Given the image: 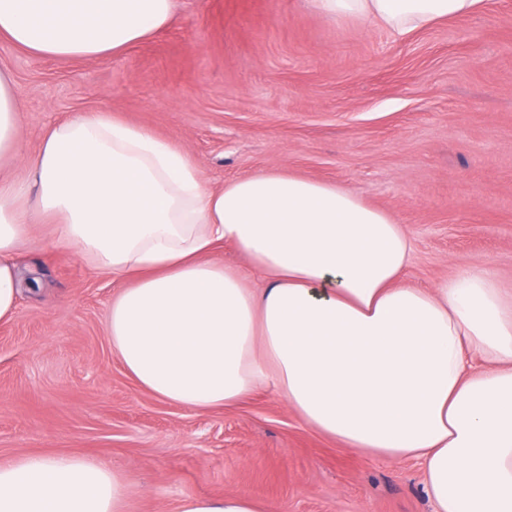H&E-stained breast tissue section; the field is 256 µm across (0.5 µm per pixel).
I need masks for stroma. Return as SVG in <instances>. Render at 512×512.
Segmentation results:
<instances>
[{
    "instance_id": "35a3bbf8",
    "label": "stroma",
    "mask_w": 512,
    "mask_h": 512,
    "mask_svg": "<svg viewBox=\"0 0 512 512\" xmlns=\"http://www.w3.org/2000/svg\"><path fill=\"white\" fill-rule=\"evenodd\" d=\"M25 156L46 130L107 111L184 148L207 188L277 169L336 183L403 224L405 283L472 265L512 290V0L402 36L309 0H176L123 53L36 57L0 43ZM18 311L0 323V463L30 453L104 459L130 512L244 491L278 512H434L413 459L340 448L270 386L197 410L140 389L113 355L125 279L32 225Z\"/></svg>"
}]
</instances>
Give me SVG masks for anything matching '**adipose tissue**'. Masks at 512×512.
Masks as SVG:
<instances>
[{"label": "adipose tissue", "instance_id": "adipose-tissue-1", "mask_svg": "<svg viewBox=\"0 0 512 512\" xmlns=\"http://www.w3.org/2000/svg\"><path fill=\"white\" fill-rule=\"evenodd\" d=\"M487 0H312L321 15L396 35ZM172 0H0V38L60 58L116 53L165 26ZM14 80L0 70V320L18 306L28 219L55 221L95 268L125 276L108 320L136 384L215 409L274 386L301 421L346 450L419 461L435 512H512V294L470 266L434 288L403 282L401 224L343 186L263 171L205 188L180 147L104 111L50 128L23 155ZM246 255L266 288L210 261ZM106 462L28 454L0 465V512H127ZM178 512H272L244 492Z\"/></svg>", "mask_w": 512, "mask_h": 512}]
</instances>
